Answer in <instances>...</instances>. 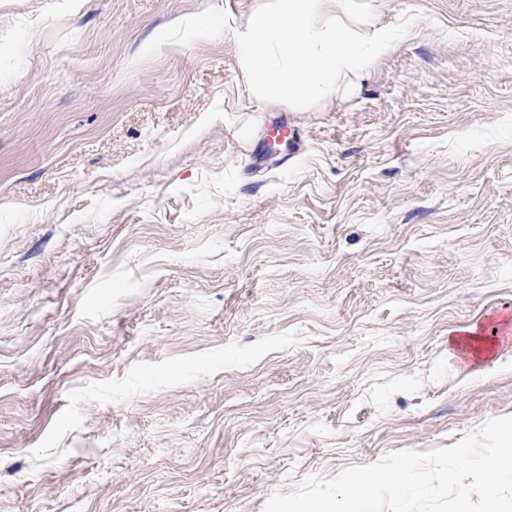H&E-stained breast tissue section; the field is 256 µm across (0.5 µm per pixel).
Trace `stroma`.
Masks as SVG:
<instances>
[{"label":"stroma","mask_w":512,"mask_h":512,"mask_svg":"<svg viewBox=\"0 0 512 512\" xmlns=\"http://www.w3.org/2000/svg\"><path fill=\"white\" fill-rule=\"evenodd\" d=\"M268 2L0 0V512H264L512 415V0H354L396 46L304 105Z\"/></svg>","instance_id":"stroma-1"}]
</instances>
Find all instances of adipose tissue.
Listing matches in <instances>:
<instances>
[{"instance_id": "ef3b65f1", "label": "adipose tissue", "mask_w": 512, "mask_h": 512, "mask_svg": "<svg viewBox=\"0 0 512 512\" xmlns=\"http://www.w3.org/2000/svg\"><path fill=\"white\" fill-rule=\"evenodd\" d=\"M353 0H272L234 37L261 100L314 99L346 76L362 77L395 39L382 25L344 24Z\"/></svg>"}]
</instances>
